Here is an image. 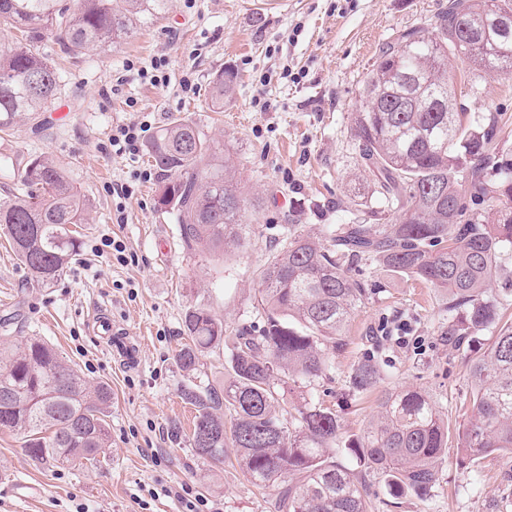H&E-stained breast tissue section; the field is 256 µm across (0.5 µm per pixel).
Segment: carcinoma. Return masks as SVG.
Returning <instances> with one entry per match:
<instances>
[{
  "mask_svg": "<svg viewBox=\"0 0 512 512\" xmlns=\"http://www.w3.org/2000/svg\"><path fill=\"white\" fill-rule=\"evenodd\" d=\"M165 0H0V130L21 112H44L62 95V78L42 51L45 38L78 56L104 50L159 13ZM476 72L512 71V0H448L429 37L414 29L382 48L365 81L370 106L354 117L358 156L394 224H338L321 245L288 228L261 275L265 320L258 333L231 337L232 379L224 391L188 390L198 407L191 445L212 462L236 449L255 485L276 490L278 512H368L367 475L393 499L426 501L439 482L448 424L417 389L382 392L377 419L348 450L352 470L329 450L340 435L322 403L293 407L279 418L275 380L312 386L345 346L344 331L366 290L353 271L377 261L448 294V341L458 348L487 328L498 334L470 361V415L460 448L472 464L498 453L512 460V324L507 296L492 293L497 255L512 249V153L497 148L499 117L469 125L456 112L449 58ZM228 81L219 76L211 101L224 108ZM161 172L158 206L175 215L189 250L222 255L250 232L245 199L224 144L194 123L175 119L151 140ZM22 192L0 204L18 259L41 287L58 280L79 251L90 206L68 166L34 155L18 167ZM183 370L224 341V321L204 306L182 319ZM377 365L358 363L352 393L377 388ZM105 384L92 385L36 336L0 348V428L22 436L28 455L51 467L101 463L110 447ZM233 411L224 427L223 407Z\"/></svg>",
  "mask_w": 512,
  "mask_h": 512,
  "instance_id": "carcinoma-1",
  "label": "carcinoma"
}]
</instances>
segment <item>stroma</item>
Masks as SVG:
<instances>
[{"label":"stroma","instance_id":"1","mask_svg":"<svg viewBox=\"0 0 512 512\" xmlns=\"http://www.w3.org/2000/svg\"><path fill=\"white\" fill-rule=\"evenodd\" d=\"M440 3L288 0L287 9L273 10L254 0H167L162 15L109 51L70 58L54 39L43 42L64 83L65 115L20 113L11 130L0 131V159L45 153L64 161L92 204V221L78 256L49 288L31 280L0 228V319L11 321L0 339L18 345L42 337L90 383L108 384L111 446L101 467L52 469L28 455L20 435L0 429V512H181L188 501L197 512H275L274 491L247 479L235 449L216 464L190 445L196 409L185 391L222 387L231 371L221 344L200 353L196 372L182 370V317L200 305L223 319L225 335L259 329L260 272L289 226L321 242L330 225L377 206L354 145L353 118L368 104L364 82L398 33L432 32ZM159 57L166 83L126 68ZM223 73L232 74L233 90L216 112L210 90ZM187 79L196 93L183 92ZM454 91L466 120L506 114L497 143L512 150V72L478 79L473 92L458 81ZM175 118L223 142L243 196L262 202L243 217L254 232L219 259L183 246L174 215L157 206L161 175L147 152L131 158L112 146L117 125L141 122L153 136ZM145 169L150 180H135ZM115 183L132 184V195L113 198ZM107 237L124 241L129 261L96 252ZM357 277L367 295L348 323L345 349L326 378L284 395L287 407L313 397L336 413L341 434L331 454L348 467L350 440L376 412L373 396H354L349 387L360 358H375L379 390L424 392L454 432L465 421L467 361L496 334L484 330L456 350L440 291L374 261L359 265ZM100 314L137 340L136 368L119 367L108 337L93 333ZM461 457L449 439L439 484L425 502L388 503L381 483H372L368 512H503L511 478L503 459L492 455L467 470Z\"/></svg>","mask_w":512,"mask_h":512}]
</instances>
